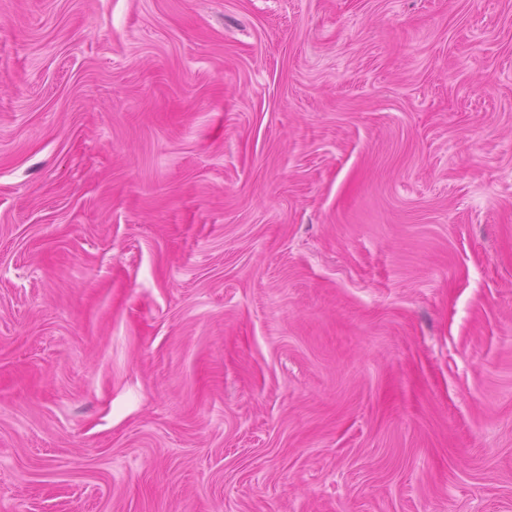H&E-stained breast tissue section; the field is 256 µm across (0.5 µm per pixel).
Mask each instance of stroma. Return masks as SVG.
Masks as SVG:
<instances>
[{"label":"stroma","instance_id":"stroma-1","mask_svg":"<svg viewBox=\"0 0 512 512\" xmlns=\"http://www.w3.org/2000/svg\"><path fill=\"white\" fill-rule=\"evenodd\" d=\"M0 512H512V0H0Z\"/></svg>","mask_w":512,"mask_h":512}]
</instances>
